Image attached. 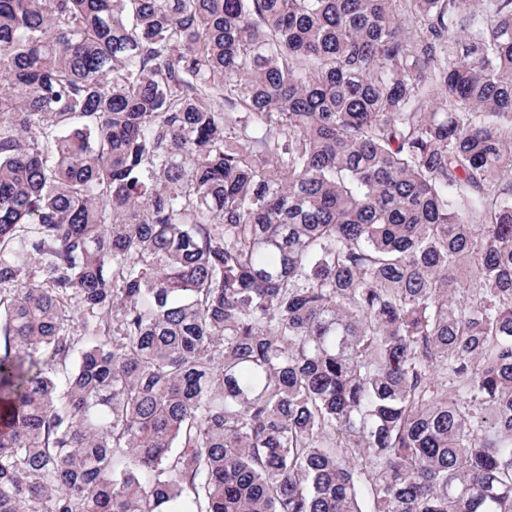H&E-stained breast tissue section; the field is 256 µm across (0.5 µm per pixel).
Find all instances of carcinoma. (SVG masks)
Masks as SVG:
<instances>
[{
    "label": "carcinoma",
    "instance_id": "cac0c4a2",
    "mask_svg": "<svg viewBox=\"0 0 512 512\" xmlns=\"http://www.w3.org/2000/svg\"><path fill=\"white\" fill-rule=\"evenodd\" d=\"M0 512H512V0H0Z\"/></svg>",
    "mask_w": 512,
    "mask_h": 512
}]
</instances>
